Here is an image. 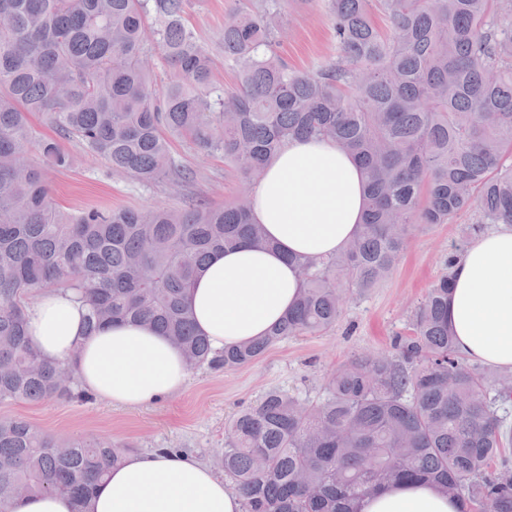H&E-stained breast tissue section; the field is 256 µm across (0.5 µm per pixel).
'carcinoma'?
<instances>
[{
	"label": "carcinoma",
	"mask_w": 512,
	"mask_h": 512,
	"mask_svg": "<svg viewBox=\"0 0 512 512\" xmlns=\"http://www.w3.org/2000/svg\"><path fill=\"white\" fill-rule=\"evenodd\" d=\"M330 11L336 59L300 72L276 50L282 0H243L224 22V60L239 72L229 89L213 85L212 56L185 24L186 0H0V402L89 398L27 334L26 299L39 290L75 291L91 331L145 324L189 367L227 370L333 329L344 284L386 279L414 225L447 224L469 209L478 213L472 234L512 224V16L501 0H330ZM376 11L390 34L375 27ZM155 53L171 72L162 86L151 75ZM33 112L142 184L190 179L167 134L222 154L246 182L288 142L330 139L366 171L362 228L333 257L296 260L297 303L267 335L215 352L187 293L211 256L270 245L250 201L66 217L47 174L73 159L59 141L35 138ZM34 144L39 163L29 157ZM460 257L448 255L412 336L396 343L401 361L357 356L318 404L271 390L234 416L220 464L242 512H354L355 501L418 480L460 501L461 512H512V468L491 470L512 438L498 415L512 393L467 364L448 324ZM124 455L107 440L62 441L0 419V512H11L17 486L90 512Z\"/></svg>",
	"instance_id": "1"
}]
</instances>
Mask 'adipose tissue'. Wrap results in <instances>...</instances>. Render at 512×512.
Instances as JSON below:
<instances>
[{
	"mask_svg": "<svg viewBox=\"0 0 512 512\" xmlns=\"http://www.w3.org/2000/svg\"><path fill=\"white\" fill-rule=\"evenodd\" d=\"M366 176L336 143L290 142L267 164L251 195L252 216L269 247L244 245L213 255L187 296L196 328L213 349L244 343L278 324L295 304V258H328L360 231ZM87 309L71 291L32 298L28 333L47 360L74 372L83 389L116 405L144 406L179 393L188 371L179 348L145 326L88 330ZM448 322L467 360L512 371V225L475 237L453 270ZM91 512H242L223 476L193 453L129 455L94 493ZM358 512H460L457 500L420 481L360 499Z\"/></svg>",
	"mask_w": 512,
	"mask_h": 512,
	"instance_id": "obj_1",
	"label": "adipose tissue"
}]
</instances>
